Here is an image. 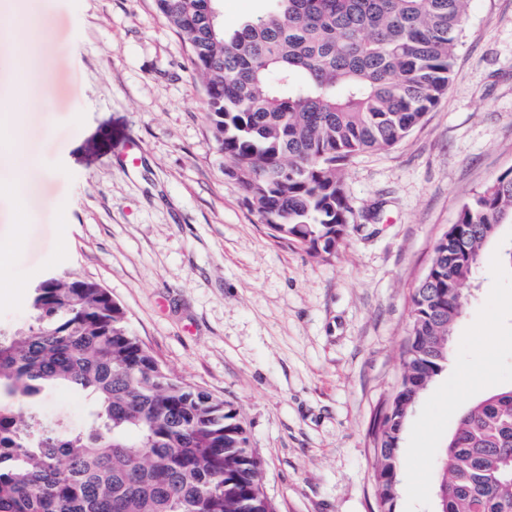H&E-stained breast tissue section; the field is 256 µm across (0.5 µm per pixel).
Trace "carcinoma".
Returning <instances> with one entry per match:
<instances>
[{
	"instance_id": "obj_1",
	"label": "carcinoma",
	"mask_w": 512,
	"mask_h": 512,
	"mask_svg": "<svg viewBox=\"0 0 512 512\" xmlns=\"http://www.w3.org/2000/svg\"><path fill=\"white\" fill-rule=\"evenodd\" d=\"M189 41L226 174L271 234L328 261L353 218L343 166L401 142L448 88L470 0H269L222 27L218 0H155ZM512 170L465 203L411 297L402 380L372 427L376 512H396L400 442L448 362L471 280L499 243L512 270ZM0 333V512H277L236 409L172 375L95 280H42ZM67 387L91 425L14 402ZM512 388L465 409L436 467L437 512H512Z\"/></svg>"
}]
</instances>
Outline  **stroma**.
Here are the masks:
<instances>
[{
	"label": "stroma",
	"mask_w": 512,
	"mask_h": 512,
	"mask_svg": "<svg viewBox=\"0 0 512 512\" xmlns=\"http://www.w3.org/2000/svg\"><path fill=\"white\" fill-rule=\"evenodd\" d=\"M27 5L55 29L58 85L15 72L8 18ZM28 127L36 169L23 217L0 200V329L28 320L33 284L89 277L171 373L239 412L278 512H373L370 428L402 376L411 296L464 203L512 169V0H472L440 103L402 142L345 168L354 221L330 261L274 238L213 135L189 45L154 0H0V97ZM142 149L124 164L129 141ZM56 208H49L48 200ZM448 364L401 440L397 512H434L436 461L461 411L512 386V276L494 256ZM82 429L59 388L36 407Z\"/></svg>",
	"instance_id": "stroma-1"
}]
</instances>
